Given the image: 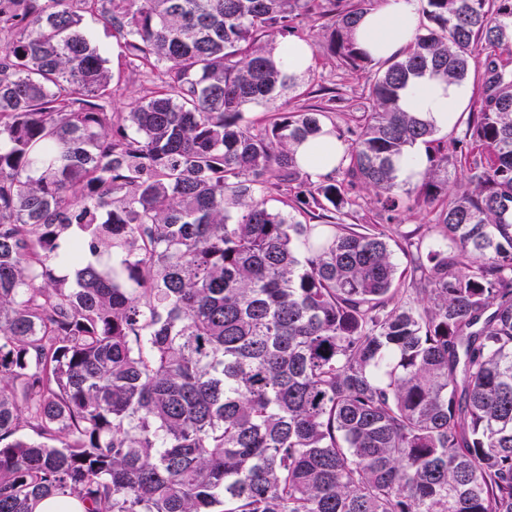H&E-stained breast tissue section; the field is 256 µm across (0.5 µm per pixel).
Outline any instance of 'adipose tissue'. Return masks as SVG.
<instances>
[{"instance_id": "ef3b65f1", "label": "adipose tissue", "mask_w": 512, "mask_h": 512, "mask_svg": "<svg viewBox=\"0 0 512 512\" xmlns=\"http://www.w3.org/2000/svg\"><path fill=\"white\" fill-rule=\"evenodd\" d=\"M418 24L414 0H389L383 10L363 17L353 37L357 47L382 60L400 53L416 34ZM470 96L468 84L423 78L409 89L404 105L445 129L459 119ZM344 151L335 135L326 134L299 146L296 157L305 171L326 175L334 171Z\"/></svg>"}]
</instances>
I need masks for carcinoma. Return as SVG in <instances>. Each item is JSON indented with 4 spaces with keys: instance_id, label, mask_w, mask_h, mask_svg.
Here are the masks:
<instances>
[{
    "instance_id": "cac0c4a2",
    "label": "carcinoma",
    "mask_w": 512,
    "mask_h": 512,
    "mask_svg": "<svg viewBox=\"0 0 512 512\" xmlns=\"http://www.w3.org/2000/svg\"><path fill=\"white\" fill-rule=\"evenodd\" d=\"M384 2L0 0V512H512V0H418L378 62ZM289 36L376 67L331 174ZM128 69L157 88L114 113ZM426 76L472 84L464 131L402 107ZM358 186L432 207L404 268L339 223ZM418 24L413 0H390L383 10L365 15L353 37L357 47L382 60L400 53L416 34ZM83 24L92 37L93 41L105 48L107 50L108 56L112 57V59L114 55L115 66V59L119 51V47L115 38L112 37V31L105 28L100 22H98L94 17L90 15L84 16ZM345 151L334 134H326L297 148L296 157L302 169L312 174H330ZM424 168L425 156L418 152H408L399 163V175L401 179L414 183L419 180ZM35 512H84V506L73 499L52 496L42 499Z\"/></svg>"
}]
</instances>
